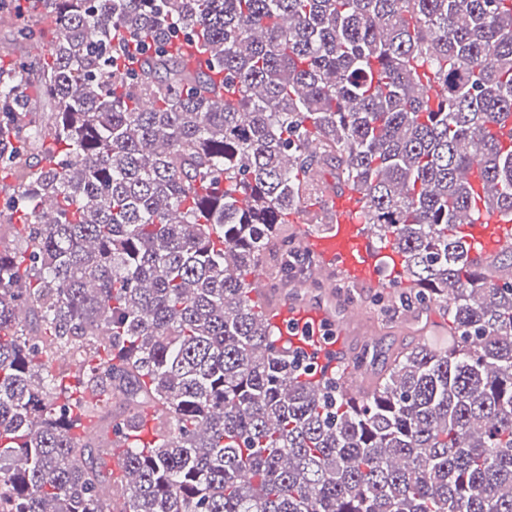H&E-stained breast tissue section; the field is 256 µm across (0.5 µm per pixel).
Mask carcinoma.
I'll use <instances>...</instances> for the list:
<instances>
[{
    "label": "carcinoma",
    "mask_w": 512,
    "mask_h": 512,
    "mask_svg": "<svg viewBox=\"0 0 512 512\" xmlns=\"http://www.w3.org/2000/svg\"><path fill=\"white\" fill-rule=\"evenodd\" d=\"M2 11L54 35L46 111L0 66V512H512V263L460 231L512 220V0ZM329 161L403 257L401 306H448V348L359 397L248 282Z\"/></svg>",
    "instance_id": "1"
}]
</instances>
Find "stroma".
I'll return each mask as SVG.
<instances>
[{
  "instance_id": "obj_1",
  "label": "stroma",
  "mask_w": 512,
  "mask_h": 512,
  "mask_svg": "<svg viewBox=\"0 0 512 512\" xmlns=\"http://www.w3.org/2000/svg\"><path fill=\"white\" fill-rule=\"evenodd\" d=\"M281 264V255L274 253L264 260L260 272L264 303L311 306L324 310L333 319L342 318L349 306L363 309V320L346 328L340 364L341 371L353 379L358 390H372L396 353L414 349L428 339L443 347L448 344L445 305L428 304L404 311L395 304L397 288L366 287L339 273L333 274L331 283L324 287L307 286L298 270L288 278H278L276 272Z\"/></svg>"
}]
</instances>
